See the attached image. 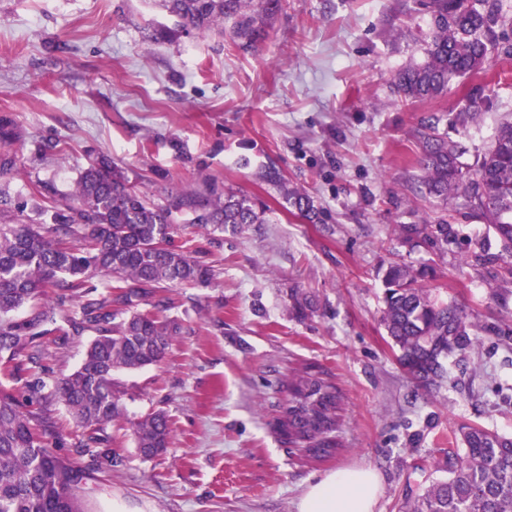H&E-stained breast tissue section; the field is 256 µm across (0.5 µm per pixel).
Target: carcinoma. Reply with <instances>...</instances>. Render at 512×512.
<instances>
[{
	"mask_svg": "<svg viewBox=\"0 0 512 512\" xmlns=\"http://www.w3.org/2000/svg\"><path fill=\"white\" fill-rule=\"evenodd\" d=\"M178 19L185 32L224 31L247 47L282 9L283 0H157ZM429 16L430 31L422 62L393 77L401 100L412 103L448 94L458 79L486 69L490 60L512 49L502 44L512 27V13L502 0H419ZM489 107L477 90L456 112L462 128ZM439 118L421 121L422 185L444 201L468 208L498 237L512 284V122L502 124L490 146L471 166L461 158L468 149L438 130ZM265 179L281 189L297 213L319 219L309 196L289 189L278 170ZM37 211L48 224H28L15 215L9 194L0 189V375L13 379L26 354L31 379L20 388L0 385V512H82L77 495L86 469L94 467L96 444L109 425L125 419L115 375L160 364L173 337L181 331L169 319L171 298L161 288L194 286L217 276L213 266L169 246L172 213L190 215L202 228L217 224L236 230L264 223V208L255 200L217 183L177 194L165 206L155 205L131 185L125 173L101 157L80 174L75 191L60 204L55 192H38ZM428 270L390 264L384 274L383 314L387 335L398 347L399 362L421 385L445 378L457 357L480 346L483 329L455 302L433 296L422 281ZM148 308L137 309L140 303ZM26 308L24 318L14 312ZM312 299L300 288L289 295V310L307 316ZM91 334L80 366L53 380L51 391L41 377L47 348L72 336ZM288 384L291 399L283 431L293 443H312L309 453L321 459L337 447L339 397L336 387L313 374ZM62 403L75 423L91 430L79 440L87 467L62 462L47 442L56 435L47 405ZM135 447L145 459L166 452L168 416L159 410L130 423ZM462 448L448 449L443 476L405 496L398 512H512V435L475 425L456 430Z\"/></svg>",
	"mask_w": 512,
	"mask_h": 512,
	"instance_id": "obj_1",
	"label": "carcinoma"
}]
</instances>
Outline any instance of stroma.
<instances>
[{
	"label": "stroma",
	"mask_w": 512,
	"mask_h": 512,
	"mask_svg": "<svg viewBox=\"0 0 512 512\" xmlns=\"http://www.w3.org/2000/svg\"><path fill=\"white\" fill-rule=\"evenodd\" d=\"M427 20L415 0H283L246 48L182 32L146 0H0V118L21 134L0 187L25 215L38 186L68 195L103 155L154 204L214 181L265 208L263 223L235 232L175 216L173 247L217 276L172 291L181 332L163 362L116 375L128 420L166 411L169 448L145 461L126 426L109 428L97 451L121 463L84 480V512H295L307 484L350 466L377 470L376 512H396L434 477L458 424L512 433V287L474 258L498 255L500 242L457 201L422 197L418 139L421 119L437 114L473 162L512 119V56L447 96L399 105L393 75L422 60ZM475 89L490 108L452 128ZM269 166L323 222L290 212L261 177ZM443 211L445 251L405 239L401 225ZM392 261L433 267V295L490 330L428 387L410 379L380 323ZM296 287L316 302L303 319L288 309ZM307 365L342 396L339 447L322 460L278 429L288 379Z\"/></svg>",
	"instance_id": "35a3bbf8"
}]
</instances>
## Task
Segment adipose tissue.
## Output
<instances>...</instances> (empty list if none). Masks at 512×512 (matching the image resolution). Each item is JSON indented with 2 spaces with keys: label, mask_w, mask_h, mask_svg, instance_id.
I'll return each instance as SVG.
<instances>
[{
  "label": "adipose tissue",
  "mask_w": 512,
  "mask_h": 512,
  "mask_svg": "<svg viewBox=\"0 0 512 512\" xmlns=\"http://www.w3.org/2000/svg\"><path fill=\"white\" fill-rule=\"evenodd\" d=\"M381 486L377 471L342 468L310 483L298 499L296 512H376Z\"/></svg>",
  "instance_id": "adipose-tissue-1"
}]
</instances>
